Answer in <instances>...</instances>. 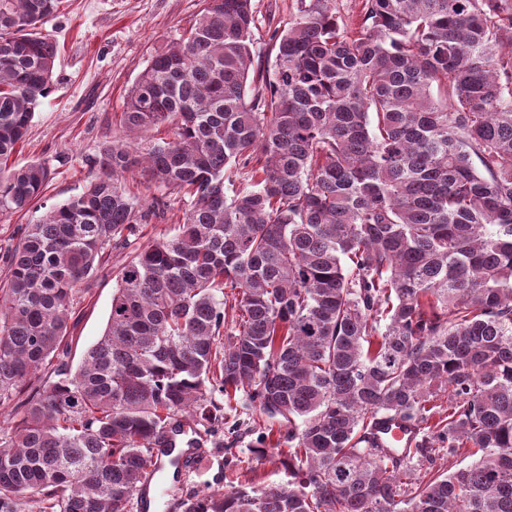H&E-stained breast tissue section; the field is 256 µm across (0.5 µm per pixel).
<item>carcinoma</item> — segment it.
<instances>
[{"label":"carcinoma","mask_w":512,"mask_h":512,"mask_svg":"<svg viewBox=\"0 0 512 512\" xmlns=\"http://www.w3.org/2000/svg\"><path fill=\"white\" fill-rule=\"evenodd\" d=\"M61 4L0 0V217L50 179L8 160L54 88ZM256 23L251 0H203L128 92L126 140L13 249L0 512L145 509L171 449L247 435L288 480L181 512H512V0H361L355 28L298 0L268 68ZM135 169L184 209L134 248L158 215ZM130 247L74 367L81 284ZM383 418L414 446H381ZM416 433L415 427L411 423L404 421L383 422L376 431L377 438L380 442H382L383 439H388L393 442L405 440L407 444L412 443Z\"/></svg>","instance_id":"carcinoma-1"}]
</instances>
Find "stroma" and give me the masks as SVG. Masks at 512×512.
<instances>
[{"label": "stroma", "instance_id": "1", "mask_svg": "<svg viewBox=\"0 0 512 512\" xmlns=\"http://www.w3.org/2000/svg\"><path fill=\"white\" fill-rule=\"evenodd\" d=\"M258 18L253 31L257 55H266L274 30L287 27L297 0H253ZM201 0H62L58 16L49 23L58 44V81L54 91L41 99L26 144L9 162L23 166L42 161L51 169L50 180L37 207L0 219V278L6 257L26 225L35 223L44 209L64 203L79 193L89 176L86 158L101 143L118 137L116 114L137 75L155 51L164 48L198 18ZM128 251L113 252L105 268L89 279L72 331L70 359L79 363L85 350L104 333L120 269ZM250 439L233 451L206 447L187 479L177 481L170 471L158 472L167 493L153 500V512H178L183 493L227 487L225 460L235 454L249 462L239 480L249 486L284 481L277 462L252 458Z\"/></svg>", "mask_w": 512, "mask_h": 512}]
</instances>
